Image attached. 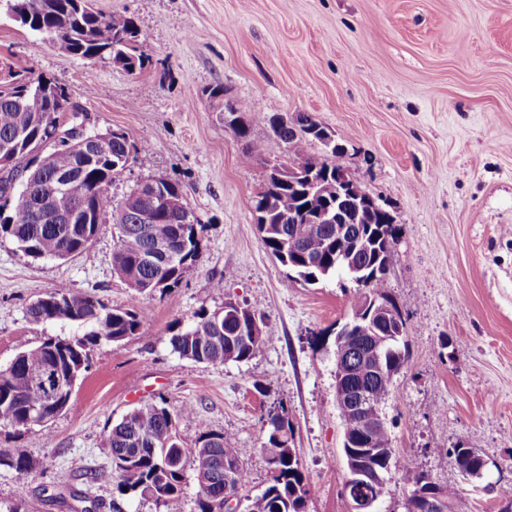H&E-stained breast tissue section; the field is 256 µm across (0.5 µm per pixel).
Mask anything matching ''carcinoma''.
I'll list each match as a JSON object with an SVG mask.
<instances>
[{
	"label": "carcinoma",
	"mask_w": 512,
	"mask_h": 512,
	"mask_svg": "<svg viewBox=\"0 0 512 512\" xmlns=\"http://www.w3.org/2000/svg\"><path fill=\"white\" fill-rule=\"evenodd\" d=\"M29 11L22 25L45 37L50 42L62 38L67 41L72 56L86 60L110 59L127 72L142 71L149 58L141 51L146 34L132 18L106 16L90 6V0H28ZM12 81L0 80V142L12 145L14 156L21 159L30 153L49 130L56 128L61 106L51 103L41 90V78H30L12 71ZM227 123L241 138L247 137L249 125L234 122L244 117L247 107L233 104ZM274 136L288 148L290 159L308 165H319V170L331 167L326 161L309 156L307 146L313 136L305 133L303 120L283 122L271 126ZM135 146L125 136L107 142L106 152L95 160L89 159L92 145L60 143L44 150L38 157L43 179L28 187L20 204L12 205L9 213H0V238L14 241L20 250L32 258L66 259L84 251L94 240L99 227L111 224L117 230V241L112 253V267L117 276L138 294L165 293L181 282L188 267L199 252L203 225L183 224L181 220L196 216L178 184L165 187L164 212L150 224L142 223V216L155 212L154 197L148 191L133 189L120 203L113 202L105 185L125 171ZM66 179L63 189L54 188L57 180ZM266 195L274 200L269 223L256 225L266 250L283 266H288V238L298 235L297 248L302 253L319 257L325 267L302 269L295 275L308 284L340 272L336 266V225L328 224L325 212L304 219L308 203L304 190H291L286 184L270 181ZM49 205L52 214L66 217L79 212L84 217L76 224H56L34 219L43 205ZM131 226L123 232L121 227ZM349 228L353 235L344 237L352 246L361 236L368 237L366 245L356 253V261L367 269L368 292L389 297L388 273L382 269L385 260L392 259L387 238H396L398 228L365 218ZM178 242L181 255L174 263L157 257L150 261L157 244ZM34 323L60 321L86 329L74 340L49 337L40 344L16 355L5 368H0V427L15 430L26 428L37 416L50 422L70 408L68 396L89 367V350L100 343H119L141 335L147 312L135 306L111 308L86 292L60 288L47 293L28 310ZM258 321L260 335L243 336L238 332L241 322ZM381 338L388 340L374 357L376 374L368 376L351 371L343 380L355 387L367 388L374 403L382 405L389 395L393 380L408 366L406 337L409 327L401 322L384 321L378 325ZM172 351L195 363L222 365L226 362H245L259 353L265 342L266 323L256 314L242 308V316L224 315L222 307H201L191 324L176 321L169 327ZM54 369L53 387L56 391H37L30 386L31 375ZM191 412L183 406L170 410L166 403H148L128 412L112 426L106 447L112 456V469L101 474L106 484L116 483L121 495H137L154 502L158 512H179L185 494L186 469L195 476L210 475V485L198 488L197 512H224L226 492L237 493L248 483L249 474L243 468L233 471L231 478L208 473L210 458L197 444L207 440L212 453L229 461L237 459L233 440L222 433L200 435L195 447L183 445L178 432V416ZM338 413L344 429L352 439L363 435L361 417L350 408ZM288 426L279 413L268 414L266 441L263 447L271 449L274 459L271 483L258 496L248 500L245 512H305L306 500L294 496L296 488L306 496L313 493L305 479L293 449L276 433ZM359 470L376 469L387 473L396 469L400 480L410 492L407 503L417 506L414 492L428 485V475L406 458L397 456L391 448L388 434L378 431L368 438L366 445L354 443L350 449ZM36 461L18 448H0V468L15 471L19 476L31 472Z\"/></svg>",
	"instance_id": "obj_1"
}]
</instances>
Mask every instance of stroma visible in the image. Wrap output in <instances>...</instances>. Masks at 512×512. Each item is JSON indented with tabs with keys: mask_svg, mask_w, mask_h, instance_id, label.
I'll return each instance as SVG.
<instances>
[{
	"mask_svg": "<svg viewBox=\"0 0 512 512\" xmlns=\"http://www.w3.org/2000/svg\"><path fill=\"white\" fill-rule=\"evenodd\" d=\"M135 20L149 64L129 74L84 60L0 15V57L56 80L85 115L65 126L117 130L137 152L109 193L138 182L180 185L200 224V252L177 288L138 294L112 269L116 232L103 225L67 259H34L0 239V367L50 336L82 331L35 323L29 306L69 288L113 308L147 310L141 335L102 343L71 408L43 427L0 429L36 468H0V512H156L116 496L97 476L112 466L106 436L134 407L191 406L186 440L230 435L249 482L239 504L271 482L262 450L269 411L284 412L315 490L306 512H350L343 425L336 410L335 332L353 285L294 278L266 251L254 197L287 160L275 114H309L346 152L337 165L394 217L388 290L410 330L409 366L382 405L392 446L433 482L454 486L455 512H502L512 485V0H92ZM247 105V138L224 122L207 89ZM252 162H244L245 154ZM223 290H215L216 282ZM232 299L262 316L261 351L219 366L174 353L169 327ZM473 448L488 465L465 479L448 452Z\"/></svg>",
	"mask_w": 512,
	"mask_h": 512,
	"instance_id": "stroma-1",
	"label": "stroma"
}]
</instances>
